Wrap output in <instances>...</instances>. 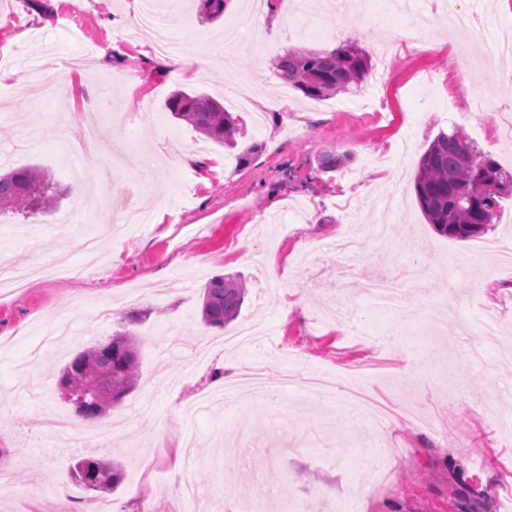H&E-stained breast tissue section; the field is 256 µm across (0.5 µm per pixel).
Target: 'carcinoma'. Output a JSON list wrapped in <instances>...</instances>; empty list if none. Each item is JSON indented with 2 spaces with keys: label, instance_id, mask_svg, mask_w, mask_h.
I'll use <instances>...</instances> for the list:
<instances>
[{
  "label": "carcinoma",
  "instance_id": "1",
  "mask_svg": "<svg viewBox=\"0 0 512 512\" xmlns=\"http://www.w3.org/2000/svg\"><path fill=\"white\" fill-rule=\"evenodd\" d=\"M272 65L286 83L311 99L357 91L372 69L369 54L354 42L323 51L290 49ZM166 108L212 142L237 145L241 117L211 96L179 90L167 99ZM414 190L427 223L442 235L466 240L481 236L494 224L501 199L512 195V173L478 152L455 128L439 133L421 155ZM58 199L50 176L38 166L0 173V212L44 214ZM245 294L246 284L237 274L212 278L203 290V322L224 327L238 316ZM138 366L132 334L125 331L108 343L78 352L61 369L59 379L88 394L96 418L101 419L132 390ZM121 479L122 469L114 463L99 476L106 491L114 490Z\"/></svg>",
  "mask_w": 512,
  "mask_h": 512
}]
</instances>
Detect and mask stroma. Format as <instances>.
Wrapping results in <instances>:
<instances>
[{
    "mask_svg": "<svg viewBox=\"0 0 512 512\" xmlns=\"http://www.w3.org/2000/svg\"><path fill=\"white\" fill-rule=\"evenodd\" d=\"M490 36L512 39V0H465ZM142 0H0V153L14 167L45 169L65 195L54 210L27 216L0 213V255L39 263H83L86 236L99 238L95 269L79 279L40 281L0 298V512H82L86 502L113 503L116 512H172L179 467L174 451L183 430L181 410L207 392H224L249 367L276 371L281 356L299 375L366 370L368 393L394 410L385 431L357 416L288 388L277 400L242 408L252 389L224 392L222 406L195 423L190 477L201 512H237L257 482L278 469L285 499L317 495L356 499L362 512H461L468 490L485 493L484 512H512V354L490 351L466 360L484 309L497 311L512 336V197L503 198L495 227L469 240L440 235L427 224L414 191L419 159L439 132L462 130L472 145L512 171V77L483 62L476 50L459 54L445 11L422 0L413 21L428 50L394 49L403 23L389 0H336L341 26L316 29L321 4L300 13L295 0H273L261 17L226 0L223 16L203 18L199 0H159L177 50L201 45L237 24L241 37L231 74L208 63L192 77L170 76L165 56L150 49L152 33L126 37L115 18ZM83 31L82 41L70 36ZM354 42L385 71L377 99L340 94L326 100L279 82L272 59L297 47L332 49ZM255 91L244 113L236 151L207 140L166 107L178 89L223 99L230 84ZM489 95L483 109L476 95ZM97 98L102 133L123 147L125 165L108 151L72 171L68 137L86 101ZM259 152H251L252 144ZM248 152L237 164V152ZM195 155L194 164L180 161ZM345 164L320 172L323 155ZM79 211L95 224L72 223ZM388 223L387 247L366 240L372 224ZM299 233H288L289 225ZM363 240L360 278L397 273L419 257L427 287L410 289L406 316L377 313L356 287L333 311L337 240ZM485 260L472 267L470 252ZM240 275L248 295L236 319H262L281 353L262 345L228 348L225 329L202 323L203 289L213 277ZM119 312L101 321L97 304ZM137 323H129V315ZM73 325L72 334L28 366L46 330ZM131 330L139 342L140 382L108 420L106 448H69L46 437L36 419L45 411L73 416L57 372L72 355ZM432 419L441 434L422 424ZM383 449L392 464L389 486L374 487L370 458ZM81 458L121 463L113 491H91L71 468Z\"/></svg>",
    "mask_w": 512,
    "mask_h": 512,
    "instance_id": "35a3bbf8",
    "label": "stroma"
}]
</instances>
